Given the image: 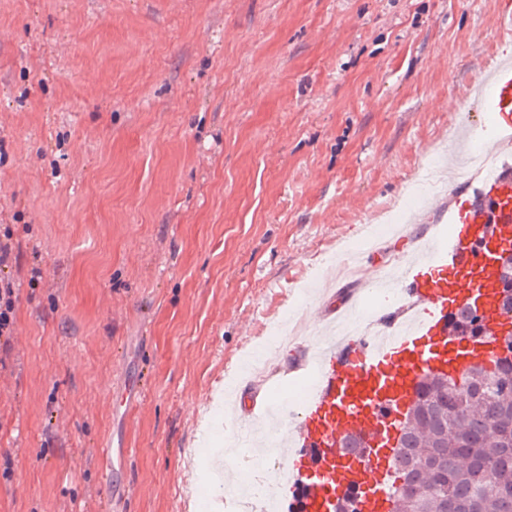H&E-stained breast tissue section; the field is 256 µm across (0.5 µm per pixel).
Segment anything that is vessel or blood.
<instances>
[{
  "mask_svg": "<svg viewBox=\"0 0 512 512\" xmlns=\"http://www.w3.org/2000/svg\"><path fill=\"white\" fill-rule=\"evenodd\" d=\"M479 103L491 117L492 148L512 146V55L481 80ZM449 240L434 239L408 252L398 270L379 267L410 301L413 320L388 336L344 337L312 355L317 383L293 421L275 439L281 449L278 495L296 512H333L330 498L353 495L355 512H395L390 484L401 424L426 373L462 377L473 363L500 353L497 324L508 321L502 303L501 247L512 244V172L483 180L472 195L451 194ZM479 316L488 329L477 338L452 331V316ZM360 446L348 452L343 443Z\"/></svg>",
  "mask_w": 512,
  "mask_h": 512,
  "instance_id": "b4317fda",
  "label": "vessel or blood"
}]
</instances>
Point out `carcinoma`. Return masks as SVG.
Here are the masks:
<instances>
[{
	"label": "carcinoma",
	"mask_w": 512,
	"mask_h": 512,
	"mask_svg": "<svg viewBox=\"0 0 512 512\" xmlns=\"http://www.w3.org/2000/svg\"><path fill=\"white\" fill-rule=\"evenodd\" d=\"M395 512H512V363L476 365L459 389L433 375L402 426Z\"/></svg>",
	"instance_id": "carcinoma-1"
}]
</instances>
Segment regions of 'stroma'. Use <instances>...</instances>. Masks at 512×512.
<instances>
[{"instance_id": "stroma-1", "label": "stroma", "mask_w": 512, "mask_h": 512, "mask_svg": "<svg viewBox=\"0 0 512 512\" xmlns=\"http://www.w3.org/2000/svg\"><path fill=\"white\" fill-rule=\"evenodd\" d=\"M503 0H0V225L21 253L0 365V512H214L224 377L302 278L414 208ZM448 221L440 203L398 263ZM41 277L29 286L32 269ZM145 401L116 402L128 382Z\"/></svg>"}]
</instances>
